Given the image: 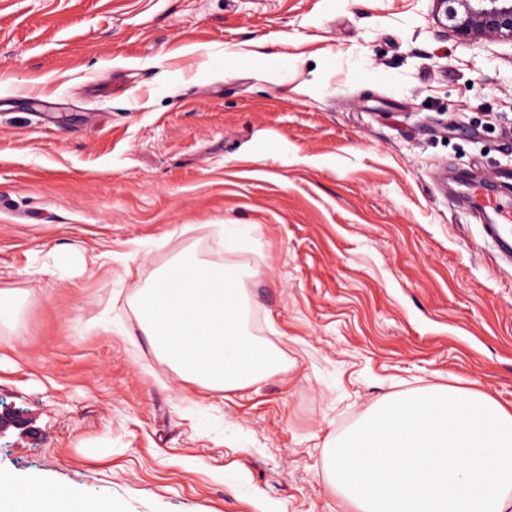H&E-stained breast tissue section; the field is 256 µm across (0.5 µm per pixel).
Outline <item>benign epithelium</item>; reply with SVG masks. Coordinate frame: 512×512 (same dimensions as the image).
I'll return each instance as SVG.
<instances>
[{
  "label": "benign epithelium",
  "mask_w": 512,
  "mask_h": 512,
  "mask_svg": "<svg viewBox=\"0 0 512 512\" xmlns=\"http://www.w3.org/2000/svg\"><path fill=\"white\" fill-rule=\"evenodd\" d=\"M438 23L463 41L512 44V0H432Z\"/></svg>",
  "instance_id": "obj_1"
}]
</instances>
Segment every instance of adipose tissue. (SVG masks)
<instances>
[{
  "label": "adipose tissue",
  "mask_w": 512,
  "mask_h": 512,
  "mask_svg": "<svg viewBox=\"0 0 512 512\" xmlns=\"http://www.w3.org/2000/svg\"><path fill=\"white\" fill-rule=\"evenodd\" d=\"M0 512H114L111 498L80 495L65 486L0 481Z\"/></svg>",
  "instance_id": "1"
}]
</instances>
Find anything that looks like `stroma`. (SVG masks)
I'll list each match as a JSON object with an SVG mask.
<instances>
[{
	"label": "stroma",
	"mask_w": 512,
	"mask_h": 512,
	"mask_svg": "<svg viewBox=\"0 0 512 512\" xmlns=\"http://www.w3.org/2000/svg\"><path fill=\"white\" fill-rule=\"evenodd\" d=\"M432 10L0 0V477L116 512H356L323 450L382 399L512 411V267L446 184L512 201V45ZM183 254L252 270L283 372L220 391L155 352L135 298Z\"/></svg>",
	"instance_id": "obj_1"
}]
</instances>
